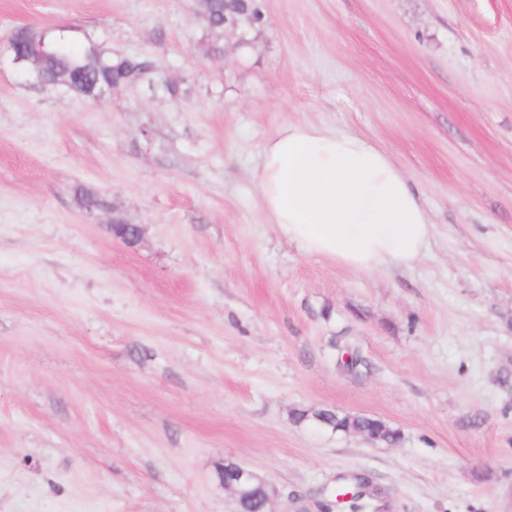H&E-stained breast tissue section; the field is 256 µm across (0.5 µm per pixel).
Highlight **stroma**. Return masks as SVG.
<instances>
[{"mask_svg":"<svg viewBox=\"0 0 512 512\" xmlns=\"http://www.w3.org/2000/svg\"><path fill=\"white\" fill-rule=\"evenodd\" d=\"M257 4L242 46L200 0H0V512H235L227 459L312 501L361 473L390 512H512V0ZM57 25L153 70L39 85L9 40ZM303 122L391 156L425 256L363 273L277 234L261 152ZM296 419L298 421L307 420L313 424H319L321 419L344 430H365L379 443L388 445L396 444L401 438L398 429L387 425L380 419L364 415L334 413L331 410L320 409L297 412Z\"/></svg>","mask_w":512,"mask_h":512,"instance_id":"35a3bbf8","label":"stroma"}]
</instances>
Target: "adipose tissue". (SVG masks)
<instances>
[{
  "instance_id": "adipose-tissue-1",
  "label": "adipose tissue",
  "mask_w": 512,
  "mask_h": 512,
  "mask_svg": "<svg viewBox=\"0 0 512 512\" xmlns=\"http://www.w3.org/2000/svg\"><path fill=\"white\" fill-rule=\"evenodd\" d=\"M257 188L269 223L305 255L372 272L429 249L433 225L405 174L361 136L285 125L263 147Z\"/></svg>"
}]
</instances>
